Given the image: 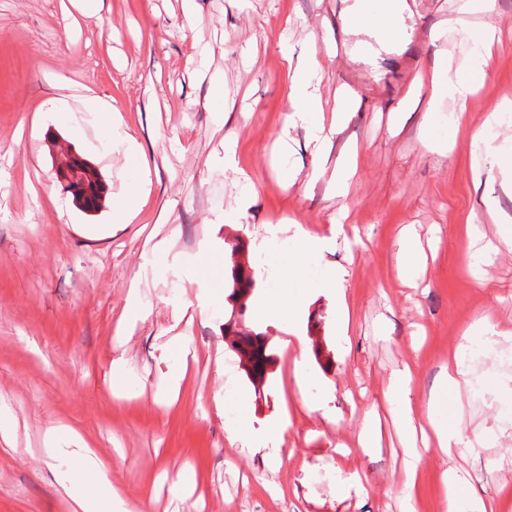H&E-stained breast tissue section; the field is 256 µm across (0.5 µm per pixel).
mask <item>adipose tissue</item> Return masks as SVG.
<instances>
[{"label": "adipose tissue", "mask_w": 512, "mask_h": 512, "mask_svg": "<svg viewBox=\"0 0 512 512\" xmlns=\"http://www.w3.org/2000/svg\"><path fill=\"white\" fill-rule=\"evenodd\" d=\"M406 8L404 0H395L389 15L379 14L368 0H355L350 8L347 24L352 33H376L380 44L392 45L406 35L401 24V15ZM450 68L448 58L441 57L434 61L426 77L435 92L447 95L453 108L455 124L467 121V104L470 98L481 88L492 71L487 60L467 69L465 75L454 81L445 80L444 75ZM321 66L316 62L299 63L292 72L290 97L293 112L289 115V127L310 125L315 115L323 110V104L317 93V78ZM470 146L477 159L480 172L500 170L504 183L512 189V159L499 155L492 147L487 127L475 129L471 134ZM413 369L404 366L390 379L385 397L397 403L404 430L409 434L421 433L431 436L433 442L441 448L462 444L457 411L453 399L461 382L466 379V372L460 359L448 363V373L444 377L438 392L429 400V414L419 415L410 399ZM78 480L74 490L82 504V512H112L120 497L113 488L106 470L97 461L92 449L81 448L77 451Z\"/></svg>", "instance_id": "1"}]
</instances>
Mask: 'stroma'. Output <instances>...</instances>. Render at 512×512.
Segmentation results:
<instances>
[{
	"mask_svg": "<svg viewBox=\"0 0 512 512\" xmlns=\"http://www.w3.org/2000/svg\"><path fill=\"white\" fill-rule=\"evenodd\" d=\"M353 0H103L92 17L63 0H0V512H80L74 451L93 448L120 488L125 512H445V469L471 502L512 491V244L488 216L512 215L500 176H476L469 133L495 115L499 151L512 157V0L462 13L457 0H406L408 36L367 53L346 34ZM494 28V78L469 101V124L442 156L420 140L423 121L447 137V98L413 94L434 59L479 58ZM318 55L319 91L353 113L327 147L292 111L294 62ZM224 79V109L207 99ZM115 113L141 147L126 157L100 112ZM67 142L99 171L102 208L63 192L51 158ZM233 145L239 182L224 166ZM356 156L347 198L336 163ZM297 173L288 182V173ZM141 184L138 214L116 202ZM412 228L422 264L402 285L395 258ZM322 253L286 272L302 233ZM489 247L481 267L471 248ZM254 269L258 292L285 291L305 307L295 322L258 321L272 354L254 392L224 336L230 270ZM346 270V307L319 284ZM495 340L469 339L468 383L456 402L476 450L410 442L383 392L414 366L411 400L426 413L474 319ZM418 338L419 350L409 341ZM310 376L294 382V362ZM378 445L356 446L365 416ZM278 420L258 452L229 443L233 421ZM422 458L406 489L404 461ZM195 475L181 495L172 479Z\"/></svg>",
	"mask_w": 512,
	"mask_h": 512,
	"instance_id": "1",
	"label": "stroma"
}]
</instances>
